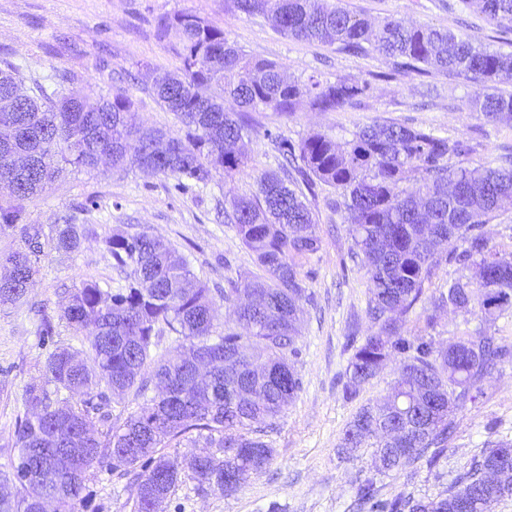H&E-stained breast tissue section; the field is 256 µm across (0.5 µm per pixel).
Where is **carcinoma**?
<instances>
[{"instance_id": "carcinoma-1", "label": "carcinoma", "mask_w": 512, "mask_h": 512, "mask_svg": "<svg viewBox=\"0 0 512 512\" xmlns=\"http://www.w3.org/2000/svg\"><path fill=\"white\" fill-rule=\"evenodd\" d=\"M247 15L272 18L285 35L308 43L336 46L349 55L372 52L393 60V74L430 70L452 72L483 85L469 109L488 123L512 122V93L497 84L512 81V52L475 44L465 35L428 24L388 18L374 27L334 0H231ZM461 10L475 4L491 23L512 24V0H458ZM182 35L180 65L155 70L153 93L173 113L184 134L145 127L133 100L117 93L90 105L76 91L50 98L21 93L15 68L0 69V97L22 100L25 111L0 112V232H18L20 246L0 254V306L27 300V280L38 272L45 246L73 253L81 245L82 224H58L44 239L27 220L25 203L68 168L92 170L98 158L118 169L129 141L137 143L141 172L172 176L175 188L207 183L217 172L233 176L247 163L241 142L249 129L247 113L272 110L290 114L306 101L320 112L353 105L372 95V80L334 82L285 78L273 61L250 57L224 32L193 15L160 23V33ZM238 110L224 109V102ZM286 165L256 177L249 195L224 204V223L235 229L253 253L258 271L222 291L191 273L171 243L145 232L117 231L105 240L118 267L132 268L129 284L116 292L86 279L69 293L59 319L79 335L82 350L59 346L47 357L43 381L24 393L17 417V461L0 477V512H43L49 501L57 512H75L87 497L89 471L106 462L121 475L134 474L133 512H157L187 473L197 489L238 491L249 475L273 461V448L249 435L252 424L278 418L301 389L288 363L297 354L294 339L303 303L310 301L299 278L302 260L321 248L318 224L298 181L340 191L333 202L354 243L370 282L366 314L378 330L365 337L346 369L344 390L355 395L375 378L387 357L403 355L391 395L360 409L344 432L341 453L358 456L374 449L379 474L421 463L433 466L447 450L456 412L473 400L477 381L507 351L490 336H459L437 351L432 343H411L402 335V317L421 301L439 265L437 246L452 245L448 261L473 275L452 280L434 303L491 320L512 310V252L489 246L481 232L489 217L512 205V155L477 167L449 161L473 152L451 139L391 122H374L339 142L313 133L292 141L272 136ZM465 244L457 250L453 244ZM229 301L245 297L237 311L250 334L228 328L213 335L218 309L212 293ZM178 342L172 357L158 356L161 334ZM220 363L206 387L192 372L204 358ZM156 396L126 417H112V405ZM213 451L178 459L160 452L191 433ZM68 448L84 452L69 457ZM507 460L512 443L488 444L471 469L445 495L377 498L368 478L358 501L372 512H487L512 497L509 483L488 484L486 471Z\"/></svg>"}]
</instances>
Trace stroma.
Segmentation results:
<instances>
[{"mask_svg": "<svg viewBox=\"0 0 512 512\" xmlns=\"http://www.w3.org/2000/svg\"><path fill=\"white\" fill-rule=\"evenodd\" d=\"M341 4L375 24L395 17L465 33L483 46L512 51V29L490 26L473 10L449 9L448 0H341ZM180 14L201 18L245 53L275 62L298 80L368 79L390 68L378 55L353 57L327 45L286 37L270 18L245 16L234 10L230 0H0V65L12 64L28 89L39 85L56 90L59 74H67L70 89L90 104L127 94L135 102L140 123L175 132L180 123L157 103L151 72L178 65L180 35L173 29L159 34L157 22ZM480 90V85L434 71L426 77L400 75L376 82L370 98L337 112H318L305 103L288 117L269 110L253 113L244 140L247 166L231 177L214 174L208 184L193 185L185 192L175 189L174 178L145 176L132 151L123 169L108 163L92 171L73 169L49 183L28 203L29 222L48 232L70 221L85 225L86 232L76 252L46 250L29 303L0 308V469L9 470L16 459L14 423L24 412L27 385L40 379L55 347L79 344L68 325L57 318L68 290L85 279L112 289L128 283L126 272L116 268L104 245L113 231H145L162 237L186 259L197 279L212 288H231L238 278L254 271L255 261L232 225L225 223L224 201L249 192L258 173L277 167L268 133L294 141L314 132L347 137L357 127L392 121L469 141L474 150L465 162L478 166L512 153V123L491 125L469 111V98ZM336 196V189L320 185L308 199L322 245L301 267L310 301L295 339L297 354L290 359L301 389L275 423L260 427L262 438L274 450L272 463L230 496L198 492L194 481L183 479L161 512H270L274 507L279 512H353L357 489L369 477L384 500L399 494L435 496L446 493L469 470L487 441L512 439V361L507 360L476 383L477 399L456 413L448 450L434 467L409 466L378 476L370 451H362L354 460L339 454L347 424L362 405L387 395L401 356L391 355L356 397L345 393V372L355 351L348 336L353 331L367 336L374 326L366 315L369 281L361 266L350 260L353 243L348 227L330 207ZM89 200L94 203L92 211L81 213V204ZM457 275L456 263L440 262L425 290V301L405 317L404 335L433 341L438 348L464 333L487 335L512 349L511 312L487 321L446 311L435 325L427 324L430 298L446 290ZM34 300L56 318L51 340L40 333V315L29 307ZM87 494L91 512H132L128 478L112 472L107 464L91 469Z\"/></svg>", "mask_w": 512, "mask_h": 512, "instance_id": "35a3bbf8", "label": "stroma"}]
</instances>
